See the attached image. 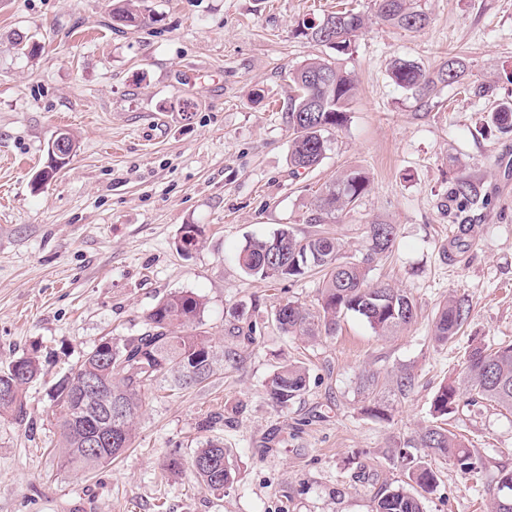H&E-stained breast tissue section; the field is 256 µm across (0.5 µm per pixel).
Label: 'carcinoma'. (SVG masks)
Instances as JSON below:
<instances>
[{
    "label": "carcinoma",
    "mask_w": 512,
    "mask_h": 512,
    "mask_svg": "<svg viewBox=\"0 0 512 512\" xmlns=\"http://www.w3.org/2000/svg\"><path fill=\"white\" fill-rule=\"evenodd\" d=\"M112 22L137 26L143 13L135 0H111ZM377 22L407 31L419 32L430 24V17L418 0H373ZM370 18L353 9L331 11L316 21L298 23V34L318 47L335 52L315 54L289 74L293 95L288 117L292 129L289 161L297 170L317 167L328 148L326 133L344 127L350 119V105L357 92L355 76L343 69L338 56L355 47V39ZM464 74V62L450 58L429 68L411 60L395 58L389 75L399 87L416 95H427L441 86L457 83ZM490 123L501 133L512 132V102H504L490 113ZM370 179L366 171L353 168L320 189L310 223L326 224L336 213L352 209L367 193ZM396 237V226L373 222L366 230L367 252L356 262H342V243L327 234L298 236L283 226L270 236L248 241L237 253V263L248 276L272 281L298 280L310 272L321 274L318 306L310 310L295 301L274 307L272 321L283 333L313 340L331 336L341 316L352 312L362 317L380 335H387L411 324L417 306L409 294L388 285L369 281L370 262L389 252ZM206 303L189 291L161 299L149 312V329L140 336L115 342L104 339L90 349L74 367L63 374L67 386L50 388L49 408L60 431L63 465L75 473L89 472L119 457L136 437L137 419L145 403V392L166 383L173 390L188 389L212 378L237 353L213 343L202 330ZM471 316L465 300L449 299L438 310L434 338L452 343ZM467 404H487L512 412V344L495 348L474 346L467 354ZM42 374L35 354H22L0 369V387L11 390L0 399V421H24L26 393ZM94 380L112 389V401L124 414L111 419L99 408L100 401L86 397L81 384ZM308 385L305 368L295 363L279 366L266 381V393L284 410L302 395ZM460 387L443 383L432 397L431 414L444 419L459 410ZM100 440L96 447L90 445ZM419 444L434 454L452 460L467 478L475 470L473 450L454 433L440 425H429L421 432ZM167 469L179 474L185 470L205 489L222 491L233 486L236 473L224 441L208 439L198 446L188 461L173 456ZM438 476L427 464L408 471L405 484L375 497L372 512H424L422 499L437 486Z\"/></svg>",
    "instance_id": "obj_1"
}]
</instances>
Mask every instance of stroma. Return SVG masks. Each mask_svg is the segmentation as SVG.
I'll return each mask as SVG.
<instances>
[{"label": "stroma", "mask_w": 512, "mask_h": 512, "mask_svg": "<svg viewBox=\"0 0 512 512\" xmlns=\"http://www.w3.org/2000/svg\"><path fill=\"white\" fill-rule=\"evenodd\" d=\"M336 3L143 0L152 22L116 28L109 0H0V366L35 350L44 372L27 420L0 422V512H371L412 459L439 475L424 512H490L512 469V413L460 405L450 428L478 462L466 479L417 439L439 385L464 379L469 348L512 343V133L484 131L512 100V0H420L431 18L421 32L369 23L340 58L359 84L350 121L300 174L288 158V75L317 49L295 28ZM20 35L41 43L38 56L17 53ZM455 55L471 93L452 84L417 96L388 73L396 57L433 66ZM62 132L78 148L55 167L48 145ZM351 168L371 177L359 206L309 223L318 189ZM464 181L486 205L462 209ZM377 220L397 238L369 279L410 294L416 321L381 336L348 313L331 336L282 334L274 307L316 308L318 279L248 276L239 249L287 226L333 233L341 261H353ZM186 224L201 229L188 254L178 246ZM178 291L205 300V331L236 361L206 385L149 391L133 447L68 472L47 413L51 381L101 339L141 335ZM451 296L473 312L442 345L433 318ZM251 322L254 344L233 337ZM286 359L305 363L309 384L283 411L264 385ZM405 373L415 385L403 395ZM376 401L387 418L368 414ZM208 438L229 450L230 489L164 476L170 455L190 458Z\"/></svg>", "instance_id": "35a3bbf8"}]
</instances>
